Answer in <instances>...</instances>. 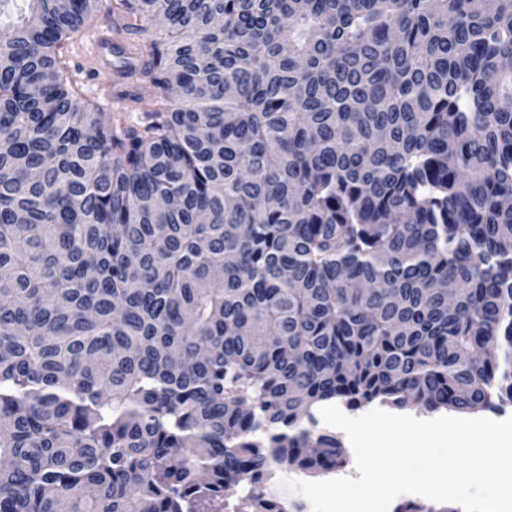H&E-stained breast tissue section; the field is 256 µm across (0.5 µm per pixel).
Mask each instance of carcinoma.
<instances>
[{"mask_svg": "<svg viewBox=\"0 0 512 512\" xmlns=\"http://www.w3.org/2000/svg\"><path fill=\"white\" fill-rule=\"evenodd\" d=\"M511 60L512 0H0V512H301L322 406L511 403ZM117 24L123 22L105 14L86 23L83 37L70 48L72 63L76 65L72 68L73 78L82 92L105 105L107 112L126 107L128 113L136 116L142 112L138 100L144 94L145 83L141 75L130 77L122 73V57L116 52L120 46L127 48L131 43L136 44L139 35L134 29L123 33L117 30ZM99 36L106 40L96 46ZM125 94L127 98H117ZM318 428L322 430H329L336 433V436L341 440L347 456V466L339 471L338 475L336 474H325L321 476H306L300 473H295L289 471L288 468H281L274 470V477L270 481V485L272 490L276 492L282 499L289 502V504L294 503L297 505H303L305 508H308L310 502L300 493L290 490L284 486L285 481H321V480H329L335 479L336 476H347V475H355L356 466H355V457L350 444V441L347 435L340 429L330 427L328 425H322Z\"/></svg>", "mask_w": 512, "mask_h": 512, "instance_id": "obj_1", "label": "carcinoma"}]
</instances>
